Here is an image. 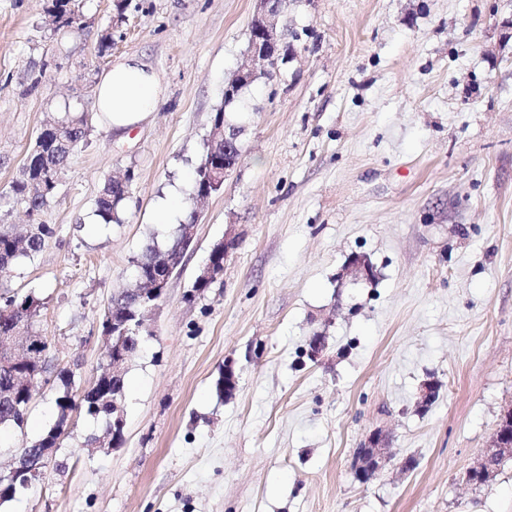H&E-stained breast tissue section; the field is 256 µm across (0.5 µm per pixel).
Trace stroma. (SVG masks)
Instances as JSON below:
<instances>
[{"label":"stroma","mask_w":512,"mask_h":512,"mask_svg":"<svg viewBox=\"0 0 512 512\" xmlns=\"http://www.w3.org/2000/svg\"><path fill=\"white\" fill-rule=\"evenodd\" d=\"M78 3L72 32L48 0H0L1 226L28 229L9 186L40 127L88 123L37 217L55 235L9 281L42 299L37 330L76 393L105 364L112 295L178 230L153 212L191 193L255 13L254 0ZM280 23L289 60L229 106L240 162L126 368L124 444L86 447L104 424L72 414L43 482L0 512H512V458L467 478L512 408V0H288ZM131 55L161 97L117 133L96 87ZM110 177L131 183L119 223L101 225ZM219 241L224 271L193 293ZM228 360L238 386L220 395ZM32 393L26 425L0 431V468L57 418L55 386ZM374 432L389 460L362 484L350 463Z\"/></svg>","instance_id":"35a3bbf8"}]
</instances>
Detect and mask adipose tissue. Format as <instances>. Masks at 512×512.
Here are the masks:
<instances>
[{
	"mask_svg": "<svg viewBox=\"0 0 512 512\" xmlns=\"http://www.w3.org/2000/svg\"><path fill=\"white\" fill-rule=\"evenodd\" d=\"M159 96L156 73L133 55L102 75L96 93V114L112 130L126 131L150 119Z\"/></svg>",
	"mask_w": 512,
	"mask_h": 512,
	"instance_id": "1",
	"label": "adipose tissue"
}]
</instances>
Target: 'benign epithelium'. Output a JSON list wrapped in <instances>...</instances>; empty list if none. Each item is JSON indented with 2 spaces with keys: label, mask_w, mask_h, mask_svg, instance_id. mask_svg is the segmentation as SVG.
<instances>
[{
  "label": "benign epithelium",
  "mask_w": 512,
  "mask_h": 512,
  "mask_svg": "<svg viewBox=\"0 0 512 512\" xmlns=\"http://www.w3.org/2000/svg\"><path fill=\"white\" fill-rule=\"evenodd\" d=\"M256 11L249 30V42L244 54V61L234 76L224 85V104H229L238 97L242 89L253 83L261 75H271L278 70L279 63L288 59V43L286 32L280 29V18L288 6V0H255ZM212 141H224V166L212 167L208 171V179L214 184L226 180L239 163L238 153L234 151L233 138L219 127L211 134ZM169 278L161 277L153 287L133 295L134 302L130 306L112 305V341L110 353L107 354L105 371L112 372V391L120 392L119 378L125 372L132 356L126 349L130 332H149L157 301L160 300L168 286ZM29 348L40 355L41 361H48L47 349L38 336L26 332L24 323L16 321L12 330L0 333V367L9 370L13 376L15 391L0 392V404L7 402L30 403L31 390L38 381L48 383L51 377L45 366L37 370L24 369L19 354L22 349ZM125 421L120 405L112 402V438L106 439L105 445L115 448L124 437ZM55 448H22L15 455L10 467L0 469V486L10 492L23 491L43 481L50 467ZM512 457V409L508 410L499 420L494 433L492 449L482 461L469 472V480L484 483L493 476L491 463L500 462ZM388 458L385 439L375 435L356 450L352 462L355 476L361 482L372 479L382 469Z\"/></svg>",
  "instance_id": "obj_1"
}]
</instances>
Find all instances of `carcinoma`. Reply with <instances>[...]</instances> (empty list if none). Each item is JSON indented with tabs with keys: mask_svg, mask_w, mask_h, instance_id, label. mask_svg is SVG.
I'll return each mask as SVG.
<instances>
[{
	"mask_svg": "<svg viewBox=\"0 0 512 512\" xmlns=\"http://www.w3.org/2000/svg\"><path fill=\"white\" fill-rule=\"evenodd\" d=\"M78 5L76 0H51L50 13L58 29H76L78 22ZM87 135V120L85 117H73L49 122L40 131L33 150L27 155L23 165L22 178L11 183L10 189L17 202L24 205L29 215L40 212L53 196L57 184L46 183V187L38 190L33 182L39 178L45 180L48 174H58L68 164L70 158L84 143ZM124 196L123 187L107 182L96 201L95 216L102 224L120 223L119 211ZM54 229L48 224H33L26 238L19 239L7 231H0V326H7L20 315H25L30 327H35L40 316L42 303L32 294H21L8 288L7 282L15 268L32 259L44 247L45 242L52 238ZM184 238L183 231L165 247L155 244L145 247L138 264L136 274L154 279L163 277L168 269L160 264L161 254L177 246ZM58 409V419L54 426L38 438V444H43L46 437L60 428L67 426L70 413L80 410L87 415L104 419L109 434L112 427V409L98 406L89 397L75 398L68 388V382H63V391L55 399ZM28 410L10 407L0 408V429L23 428Z\"/></svg>",
	"mask_w": 512,
	"mask_h": 512,
	"instance_id": "1",
	"label": "carcinoma"
}]
</instances>
